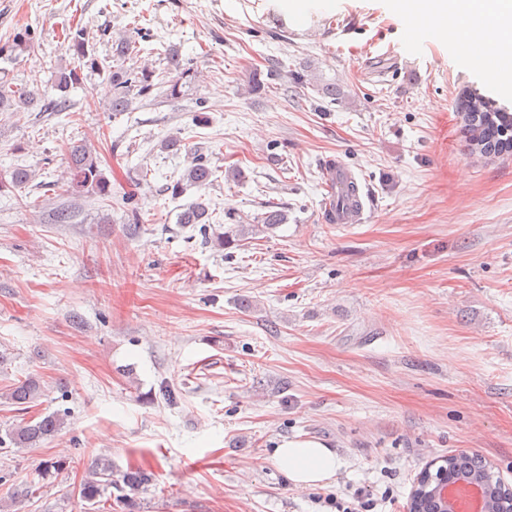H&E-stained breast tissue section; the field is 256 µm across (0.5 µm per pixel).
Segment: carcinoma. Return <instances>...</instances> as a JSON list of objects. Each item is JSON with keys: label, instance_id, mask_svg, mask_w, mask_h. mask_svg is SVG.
<instances>
[{"label": "carcinoma", "instance_id": "1", "mask_svg": "<svg viewBox=\"0 0 512 512\" xmlns=\"http://www.w3.org/2000/svg\"><path fill=\"white\" fill-rule=\"evenodd\" d=\"M67 51L72 56L73 66L59 71L54 89L59 96L48 103L52 112L70 111L69 91L82 83L83 71L106 74L105 84L110 95V106L114 112L128 109L131 95L143 99L153 96L156 88L154 71L149 65L135 69L125 66L133 55L142 51L139 41L133 36L121 37L112 43V61L99 58L89 44L84 28L75 26L65 32ZM172 71L175 77L170 81L168 93L175 97L180 94L182 80L190 77V68L182 65L176 53H171ZM35 92H19L10 89L7 82H0V112H22L33 106ZM457 106L462 113L465 130L471 150L483 156H512V114L497 106L495 101L480 96L462 95ZM66 186L74 191L90 190L106 196L110 192V181L101 169L100 156L85 143L72 144L67 147ZM214 175L212 168L202 155L193 157L186 170V181L197 186L211 182ZM208 218L206 207L198 202L188 205L178 217L181 224H204ZM286 214L273 206L261 215V223L254 225L256 231L271 230L284 223ZM43 395V386L39 380L28 378L0 392V403L27 410L30 404ZM65 424L64 415L52 413L38 421L25 422L13 428L0 438V446L10 443L18 448H27L39 444L60 432ZM447 481L460 478L481 483L487 492V512H506L512 502V492L501 482L494 472L493 465L482 455L473 452H461L448 455L436 472H423L408 505L409 512H447L435 490L441 481V475ZM151 481L150 475L142 471H127L118 474L112 467V460L107 457L95 459L88 468L85 478L79 485L81 497L93 504L102 502L107 490L114 488L119 492L115 502L123 506L132 504L128 492L136 491Z\"/></svg>", "mask_w": 512, "mask_h": 512}]
</instances>
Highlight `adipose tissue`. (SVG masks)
Wrapping results in <instances>:
<instances>
[{
	"label": "adipose tissue",
	"mask_w": 512,
	"mask_h": 512,
	"mask_svg": "<svg viewBox=\"0 0 512 512\" xmlns=\"http://www.w3.org/2000/svg\"><path fill=\"white\" fill-rule=\"evenodd\" d=\"M402 17L407 42L447 39L459 57L475 63L500 91L512 90V0H392ZM277 467L298 486L335 475L339 462L315 438L283 440L274 452Z\"/></svg>",
	"instance_id": "adipose-tissue-1"
}]
</instances>
